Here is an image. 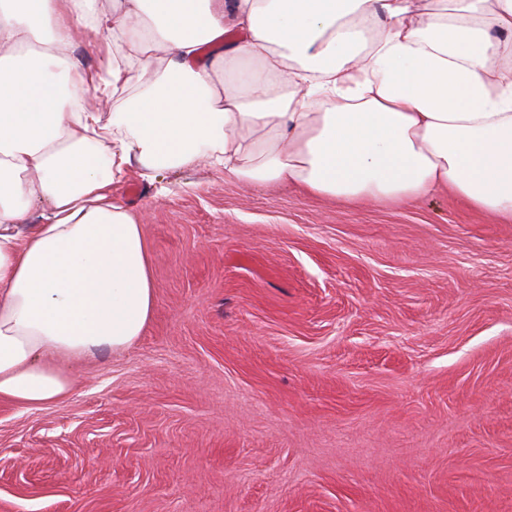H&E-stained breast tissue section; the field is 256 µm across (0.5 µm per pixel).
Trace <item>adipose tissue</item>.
Masks as SVG:
<instances>
[{
    "label": "adipose tissue",
    "instance_id": "ef3b65f1",
    "mask_svg": "<svg viewBox=\"0 0 512 512\" xmlns=\"http://www.w3.org/2000/svg\"><path fill=\"white\" fill-rule=\"evenodd\" d=\"M133 165L512 219V0H0V400H60L141 336Z\"/></svg>",
    "mask_w": 512,
    "mask_h": 512
}]
</instances>
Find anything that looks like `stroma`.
Listing matches in <instances>:
<instances>
[{
	"instance_id": "1",
	"label": "stroma",
	"mask_w": 512,
	"mask_h": 512,
	"mask_svg": "<svg viewBox=\"0 0 512 512\" xmlns=\"http://www.w3.org/2000/svg\"><path fill=\"white\" fill-rule=\"evenodd\" d=\"M112 197L151 317L0 401V512H512V222L193 168Z\"/></svg>"
}]
</instances>
